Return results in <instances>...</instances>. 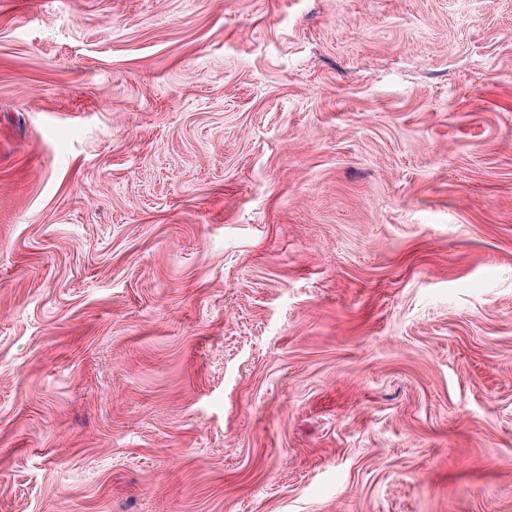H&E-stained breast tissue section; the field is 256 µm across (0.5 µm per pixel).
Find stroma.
Masks as SVG:
<instances>
[{
	"instance_id": "35a3bbf8",
	"label": "stroma",
	"mask_w": 512,
	"mask_h": 512,
	"mask_svg": "<svg viewBox=\"0 0 512 512\" xmlns=\"http://www.w3.org/2000/svg\"><path fill=\"white\" fill-rule=\"evenodd\" d=\"M0 512H512V0H0Z\"/></svg>"
}]
</instances>
